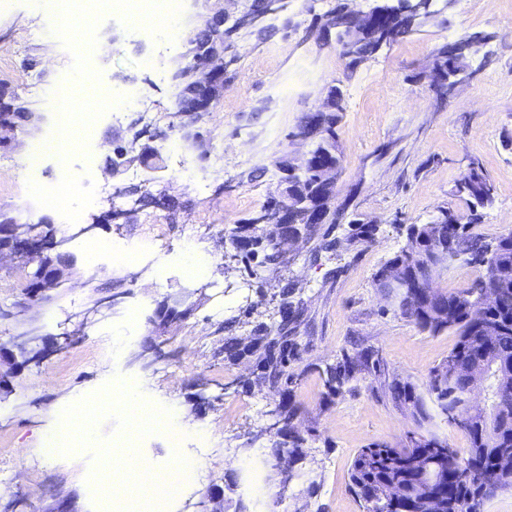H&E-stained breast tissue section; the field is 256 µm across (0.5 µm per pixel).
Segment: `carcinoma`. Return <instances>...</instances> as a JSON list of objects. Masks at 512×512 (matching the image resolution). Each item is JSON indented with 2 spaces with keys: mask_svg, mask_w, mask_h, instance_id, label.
<instances>
[{
  "mask_svg": "<svg viewBox=\"0 0 512 512\" xmlns=\"http://www.w3.org/2000/svg\"><path fill=\"white\" fill-rule=\"evenodd\" d=\"M393 28L402 38L413 34L422 25L409 14L395 16ZM380 33L363 34L359 38V54L349 59L355 66L376 51ZM337 112H331L318 124L312 118H304L300 135L311 139L313 145L338 151L336 125ZM296 192L313 198L319 191L318 174L314 171L294 177ZM456 192L468 197L471 221L478 220L477 211L493 202V186L477 167H471L456 186ZM280 231L266 230L265 235L255 238V244L267 251L264 261L273 262V248ZM443 244L448 258L467 255L479 268L473 285L463 291L437 292L443 304L430 303L416 307L402 300L399 310L420 328L433 333L448 329L455 331L457 341L448 356L429 374L428 392L447 420L467 414L464 398L470 390L474 371L493 379L494 391H512V232L501 235L493 242H485L466 235L465 225L455 222V216L443 209L433 224L412 225L407 245L387 259L375 274V284L384 285L386 270L401 265L408 271H418L429 248ZM483 285L497 289L496 306L485 311L484 321L471 317L475 307V290ZM278 305L280 321L260 324L263 334L255 337L251 352L256 355L260 379L273 386L286 385L293 376L288 372V362L293 357L291 330L288 328V289H283ZM498 327L496 336L484 335L483 322ZM371 351L362 350L354 356H345L336 366L327 369L325 385L331 391H340L354 377L359 367L368 363ZM390 394L399 407L410 406L414 420L421 424L430 418L423 397L409 382L393 380ZM468 446L446 451L448 442L435 435L411 436L406 444L370 443L359 449L350 467V486L363 512H404L403 507L390 508L383 498L391 484H403L416 493L422 483V471L418 459L429 464L438 478L456 470L463 481L456 487L455 498H448V490H438L442 512H479L480 507L494 498L498 492L512 488V409L499 411L486 420L478 419L465 431ZM303 439L288 431V439L273 443L271 452L277 456L283 452L302 456Z\"/></svg>",
  "mask_w": 512,
  "mask_h": 512,
  "instance_id": "obj_1",
  "label": "carcinoma"
}]
</instances>
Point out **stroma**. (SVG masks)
I'll return each mask as SVG.
<instances>
[{"mask_svg":"<svg viewBox=\"0 0 512 512\" xmlns=\"http://www.w3.org/2000/svg\"><path fill=\"white\" fill-rule=\"evenodd\" d=\"M377 2L281 0L277 11L245 25L242 17L258 0H182L173 21L180 41L158 28L143 42L129 16L113 10V0H93L98 39L85 55L57 36L39 0H11L0 10V79L18 87L42 117L54 109L50 88L59 80L70 81L78 97L98 85L132 99L124 112L104 109L92 138L75 153L73 173L87 191L65 204L42 203L62 185L53 158L35 174L23 163L45 130L23 136L21 147L0 148V210L66 238L74 264L69 280L43 301L27 297L26 269L0 264V346L33 326L51 348L25 364L12 392L0 398V506L53 512L70 498L78 512H114L111 495L97 496L92 481L124 447L127 422L122 411L103 412L99 401L133 381L153 406L192 426L177 449L163 430L141 440L140 453L155 472L167 474L177 454L195 467L176 496L149 504V512H194L213 485L228 487L246 512H362L348 479L358 449L406 442L420 428L392 401L390 382L407 381L426 393L430 369L456 342L453 331L433 334L401 315L398 297L376 286V272L405 246L410 225L432 223L444 208L468 214L456 185L472 162L492 183L494 199L467 234L490 241L512 232V0H455L419 32L349 66L320 25L337 7L365 11ZM218 11L224 14V92L195 126L200 141H182L176 158L164 150L167 136L185 121L171 73L189 63L184 39ZM478 30L492 38L472 59L470 78L438 101L427 77L437 49ZM88 71L96 85L82 83ZM331 85L340 88L344 107L332 203L340 218L289 245L284 264L254 276L256 262L233 246V231L276 193L280 162H301L310 148L299 134L301 122ZM143 129L156 134L163 169L150 173L134 161L110 175L114 144L131 142ZM106 185L119 197L102 195ZM136 186L157 202L139 203L130 193ZM113 208L132 212V222L106 221ZM72 210L82 211L88 233L69 223ZM357 219L373 224L368 240L354 238ZM122 239L138 247L134 263L96 254V247ZM329 240L336 248L322 250ZM189 244L209 260L203 275L186 271ZM287 285L296 343L289 365L291 399L299 408L294 426L306 454L285 485L265 433L281 394L254 384V356L226 357L224 342L249 345ZM179 294L186 315L156 322L163 300ZM108 295L111 306L96 308ZM366 347L377 363L329 395L327 368ZM147 348L156 355L145 369L132 355ZM69 406L82 407L89 425L79 428L68 456H45L43 442Z\"/></svg>","mask_w":512,"mask_h":512,"instance_id":"stroma-1","label":"stroma"}]
</instances>
